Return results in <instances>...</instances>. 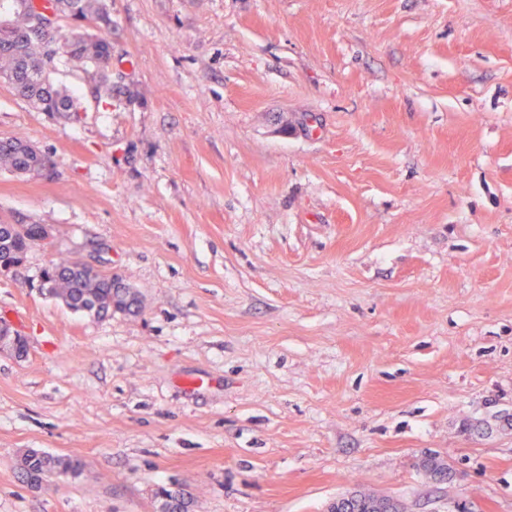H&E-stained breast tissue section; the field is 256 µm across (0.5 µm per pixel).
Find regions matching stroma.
<instances>
[{
	"label": "stroma",
	"mask_w": 512,
	"mask_h": 512,
	"mask_svg": "<svg viewBox=\"0 0 512 512\" xmlns=\"http://www.w3.org/2000/svg\"><path fill=\"white\" fill-rule=\"evenodd\" d=\"M111 97L0 83V512H512V0H112ZM138 297L97 319L50 260ZM79 459L30 484L19 455ZM436 458L450 469L431 476ZM30 146L18 138L0 140V167L17 175H30L45 169V155ZM13 233L23 240L25 249L12 251L0 256V275L11 273L22 266L31 247L44 242L48 237L47 228L42 224H11ZM350 496L357 503L356 512H402L400 505L391 498L364 495L358 492H351L341 497Z\"/></svg>",
	"instance_id": "1"
}]
</instances>
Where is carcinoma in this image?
<instances>
[{
	"label": "carcinoma",
	"mask_w": 512,
	"mask_h": 512,
	"mask_svg": "<svg viewBox=\"0 0 512 512\" xmlns=\"http://www.w3.org/2000/svg\"><path fill=\"white\" fill-rule=\"evenodd\" d=\"M12 19L0 21V82L37 112H77V103L55 89L50 76L61 65L78 61L85 65L84 81L94 98L112 96V79L106 73L110 41L91 31L112 26L107 0H8ZM57 7L69 20L65 50L57 58L45 59L50 35L41 29V11ZM0 167L17 175H30L47 167V159L30 144L18 139L0 140ZM46 290L68 308L97 318L116 308L125 311L135 299L127 288L107 276L90 275L79 269L77 261L55 259L43 271ZM56 470L78 474V459L35 453L26 461L25 474L42 478ZM357 512H403L391 498L351 492Z\"/></svg>",
	"instance_id": "1"
}]
</instances>
